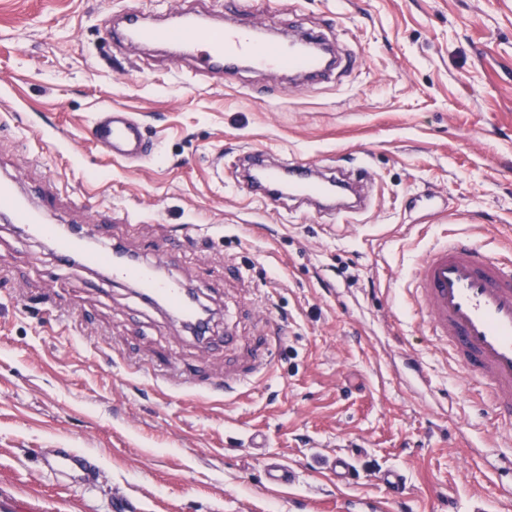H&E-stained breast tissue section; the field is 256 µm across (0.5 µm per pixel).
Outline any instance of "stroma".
I'll use <instances>...</instances> for the list:
<instances>
[{"label":"stroma","mask_w":512,"mask_h":512,"mask_svg":"<svg viewBox=\"0 0 512 512\" xmlns=\"http://www.w3.org/2000/svg\"><path fill=\"white\" fill-rule=\"evenodd\" d=\"M186 0H0V177L50 192L53 223L151 258L214 312L201 343L126 286L0 219V499L15 512H512L498 473L512 425L429 334L410 294L426 251L461 235L512 249V0H256L242 25L296 26L336 46L331 80L249 69L217 83L142 47L113 53L99 19ZM131 113L149 150L115 161L91 126ZM348 172L369 209L345 221L267 208L239 156ZM237 341L225 345V334ZM270 370L225 394L264 337ZM262 435V447L250 438ZM484 444L483 456L468 442ZM56 448L98 464L86 486L39 466ZM356 459L352 484L326 465ZM278 459L296 480L265 487ZM406 476L401 491L379 475Z\"/></svg>","instance_id":"obj_1"}]
</instances>
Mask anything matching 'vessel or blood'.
I'll list each match as a JSON object with an SVG mask.
<instances>
[{"instance_id":"obj_1","label":"vessel or blood","mask_w":512,"mask_h":512,"mask_svg":"<svg viewBox=\"0 0 512 512\" xmlns=\"http://www.w3.org/2000/svg\"><path fill=\"white\" fill-rule=\"evenodd\" d=\"M101 25L114 51L143 44L166 46L186 54L198 73L220 83L245 64L310 77L326 70L322 60L302 52L298 42L287 43L247 26L222 27L201 10H187L176 20L164 22L130 8L120 22L106 16ZM91 134L108 147L113 158L136 160L144 155L142 126L129 113L100 112ZM243 170L251 193L273 208L296 197L326 201L330 191L345 183L342 175H319L304 163H270L261 150L246 153ZM0 217L53 240L58 262L69 264L78 258L87 265L104 267L113 279L134 284L145 298L161 300L171 314L191 318L181 283L158 279L152 265L122 263L113 253L83 248L80 239L57 237L46 215L33 209L15 185L3 178ZM412 281L413 298L425 311L432 336L448 348L459 367L482 381L497 414L512 423V255L493 256L476 244L447 239L428 252ZM43 466L57 478L83 484L93 482L96 472L94 458L75 448L55 449L44 457ZM328 470L337 484H350L356 474L355 460L347 454L335 456ZM265 477L274 487L295 480L294 472L277 459L268 462Z\"/></svg>"}]
</instances>
